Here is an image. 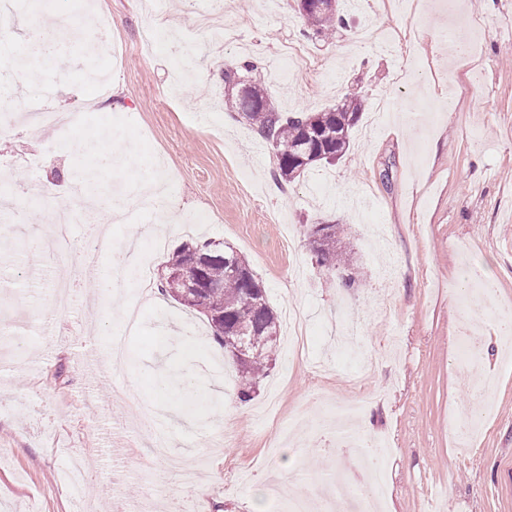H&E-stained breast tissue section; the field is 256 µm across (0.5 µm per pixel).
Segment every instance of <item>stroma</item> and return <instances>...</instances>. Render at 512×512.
Masks as SVG:
<instances>
[{"mask_svg":"<svg viewBox=\"0 0 512 512\" xmlns=\"http://www.w3.org/2000/svg\"><path fill=\"white\" fill-rule=\"evenodd\" d=\"M362 12L322 41L306 34L297 0H227L228 38L209 30L211 0H11L0 38V117L27 110L46 88L57 107L79 114L73 132L22 124L0 137V193L22 183L29 196L20 224L0 222V512H76L61 474L71 458L86 468V512H148L177 501L185 512H268L349 462L341 500L360 481L350 440L303 422L328 402L364 391L373 405L359 433L389 451L383 512H512V352L501 341L512 316V0H434L413 16L361 0ZM111 20V46L84 36L95 18ZM66 18L58 59L36 79L13 63L35 17ZM470 37L449 53L450 25ZM311 62L287 82L269 65L288 44ZM347 52L337 56V46ZM254 64L257 80L283 112H316L357 93L365 110L351 146L335 163L276 180V157L244 118L224 109V71ZM108 72L97 98L86 74ZM96 98L82 112L85 98ZM106 124L135 147L120 171L101 170L92 220L108 222L115 182L128 187L126 223L112 240L140 236L154 223L137 191L161 163L183 218L205 215L190 232L175 224L154 261L161 279L186 239L236 248L266 288L276 312L314 311L306 361L287 347L238 414L220 419L210 391L237 394L225 375L223 346L202 315L165 295L143 303L127 336L123 366L94 371L81 358L109 347L128 280L115 303L96 308L91 284L101 254L85 267L79 296L64 311L51 302L54 260L36 268L32 234L50 231L48 214L68 203L61 189L85 164V141ZM55 193L41 194L44 184ZM348 231L341 278L319 264L307 229ZM482 340L480 371L458 355L463 330ZM375 368L355 378L365 357ZM178 367L187 398L159 399L157 373ZM155 411V428L139 409Z\"/></svg>","mask_w":512,"mask_h":512,"instance_id":"stroma-1","label":"stroma"}]
</instances>
